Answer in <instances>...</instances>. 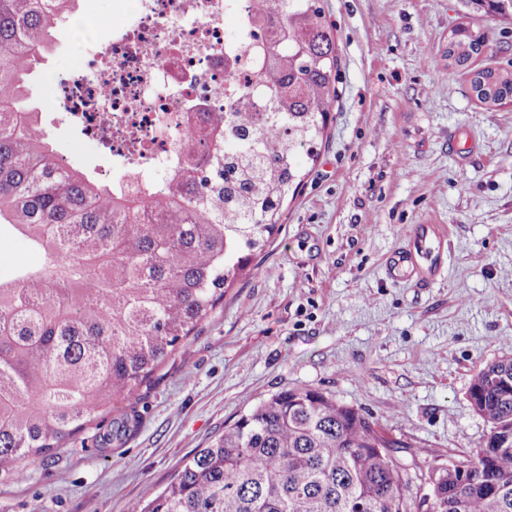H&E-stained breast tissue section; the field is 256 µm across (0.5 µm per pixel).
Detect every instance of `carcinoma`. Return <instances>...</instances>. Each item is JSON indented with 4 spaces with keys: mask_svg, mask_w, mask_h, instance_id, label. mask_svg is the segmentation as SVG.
<instances>
[{
    "mask_svg": "<svg viewBox=\"0 0 512 512\" xmlns=\"http://www.w3.org/2000/svg\"><path fill=\"white\" fill-rule=\"evenodd\" d=\"M79 0H0V231L41 266L0 279V471L100 429L224 300L279 231L338 98L336 26L322 0H254L279 30L262 49L271 130L248 109L188 127L163 186L132 194L60 163L32 101L34 70ZM512 18V0H468ZM488 32L460 24L444 59L486 109L512 70L477 67ZM488 424L464 459L420 475L430 505L369 417L312 388L262 400L129 512H512V357L474 374Z\"/></svg>",
    "mask_w": 512,
    "mask_h": 512,
    "instance_id": "carcinoma-1",
    "label": "carcinoma"
}]
</instances>
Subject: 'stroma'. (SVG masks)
I'll return each mask as SVG.
<instances>
[{
	"label": "stroma",
	"instance_id": "stroma-1",
	"mask_svg": "<svg viewBox=\"0 0 512 512\" xmlns=\"http://www.w3.org/2000/svg\"><path fill=\"white\" fill-rule=\"evenodd\" d=\"M338 31L339 97L284 223L210 320L125 402V436L78 434L0 473V512H127L185 457L284 390H319L368 415L409 472L467 456L488 432L474 373L512 356V105L489 110L441 56L467 22L479 65L512 68V23L462 0H323ZM90 45L63 30L33 95L64 163L102 181L112 155L73 128L59 88ZM446 225L429 285L390 276L414 225Z\"/></svg>",
	"mask_w": 512,
	"mask_h": 512
}]
</instances>
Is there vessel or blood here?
I'll list each match as a JSON object with an SVG mask.
<instances>
[{
    "label": "vessel or blood",
    "instance_id": "obj_1",
    "mask_svg": "<svg viewBox=\"0 0 512 512\" xmlns=\"http://www.w3.org/2000/svg\"><path fill=\"white\" fill-rule=\"evenodd\" d=\"M447 237L444 226L418 225L408 242L387 262L388 269L404 265L415 274L418 283L431 282L445 265L443 242Z\"/></svg>",
    "mask_w": 512,
    "mask_h": 512
}]
</instances>
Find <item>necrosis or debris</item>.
Listing matches in <instances>:
<instances>
[{
  "instance_id": "obj_1",
  "label": "necrosis or debris",
  "mask_w": 512,
  "mask_h": 512,
  "mask_svg": "<svg viewBox=\"0 0 512 512\" xmlns=\"http://www.w3.org/2000/svg\"><path fill=\"white\" fill-rule=\"evenodd\" d=\"M113 0L121 17L90 66L75 67L63 87L66 110L86 136L108 147L127 174L160 183L177 168L187 122L234 111L243 96L266 113L257 95L256 57L273 32L249 0ZM236 26L225 30V17Z\"/></svg>"
}]
</instances>
